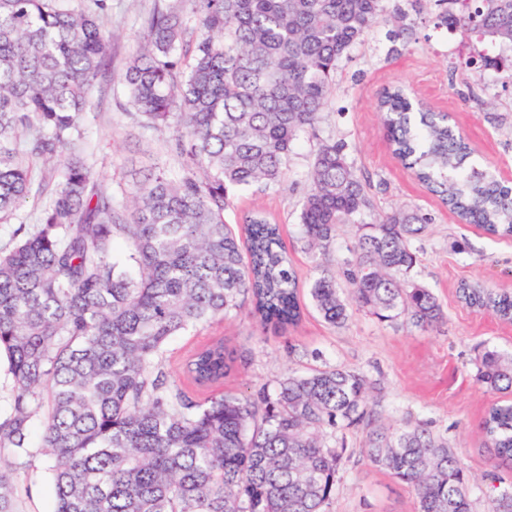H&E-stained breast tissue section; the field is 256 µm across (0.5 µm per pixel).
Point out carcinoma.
Wrapping results in <instances>:
<instances>
[{"instance_id":"1","label":"carcinoma","mask_w":512,"mask_h":512,"mask_svg":"<svg viewBox=\"0 0 512 512\" xmlns=\"http://www.w3.org/2000/svg\"><path fill=\"white\" fill-rule=\"evenodd\" d=\"M462 35L512 46V0H451ZM0 0V220L46 197L36 223L0 250V356L13 378L0 415V512H20L15 475L52 460L53 512H329L346 452L336 426L364 425L368 461L411 488L417 512H471L473 486L427 429L391 432L359 372H293L246 396L203 400L236 357L216 338L165 368V347L245 304L263 327L298 325L304 308L280 228L259 214L244 235L224 221L230 193L278 187L302 133L318 129L338 62L378 23L403 38L400 0H163L123 75L130 118L171 127L172 175L152 162L112 186L83 148L90 93L109 56L107 0ZM393 154L462 221L512 237V187L476 167L447 117L415 112L399 88L379 95ZM57 164L54 178L36 166ZM299 213L317 275L308 295L325 322L349 306L426 330L442 308L402 279L431 217L399 210L361 225L336 262V228L371 209L342 141L319 145ZM470 308L512 320V293L463 283ZM476 379L503 399L481 429L494 451L488 512H512V352L486 348Z\"/></svg>"}]
</instances>
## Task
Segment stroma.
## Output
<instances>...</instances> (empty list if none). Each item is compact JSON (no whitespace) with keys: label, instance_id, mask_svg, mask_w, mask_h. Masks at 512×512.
Returning a JSON list of instances; mask_svg holds the SVG:
<instances>
[{"label":"stroma","instance_id":"obj_1","mask_svg":"<svg viewBox=\"0 0 512 512\" xmlns=\"http://www.w3.org/2000/svg\"><path fill=\"white\" fill-rule=\"evenodd\" d=\"M155 3L108 0L102 17L111 63L91 91L85 128L94 169L107 177L129 174L151 158L169 169L178 167L167 151L168 131L144 129L128 118L122 81L126 61L140 44L143 22ZM444 9L440 0L409 9L405 24L410 34L402 46L389 40L385 24L352 46L337 66L316 135L301 136L280 187L265 195L239 192L225 214L227 223L235 224L249 212L265 211L281 227L300 288H309L316 270L298 223L300 201L308 189L306 171L320 142L345 141L372 201L364 222L407 207L430 215L431 224L413 242L417 263L408 278L438 298L443 321L423 331L399 320L379 321L354 306L348 320L334 327L310 308L297 326L276 332L257 323L245 307L173 337L167 360L170 371H179L194 349L223 338L227 349L248 357L247 363H235L222 386L223 392L239 396L274 386L288 372H304L326 362L363 373L382 425L394 430L424 424L456 450L462 467L478 481L493 467L480 423L497 395L477 382V360L487 347L512 351V322L467 307L457 289L466 281L512 291V238L490 236L448 211L394 158L376 110L384 87L405 86L413 100L447 113L474 148L476 162L495 164L502 180L512 184V83L496 67L512 58V48L436 27ZM479 55L490 58V66L470 67L469 59ZM339 435L347 453L330 512H416L411 489L361 455L363 427L345 428ZM50 466V460L41 456L31 470L19 475L17 483L26 490L24 512H53Z\"/></svg>","mask_w":512,"mask_h":512}]
</instances>
